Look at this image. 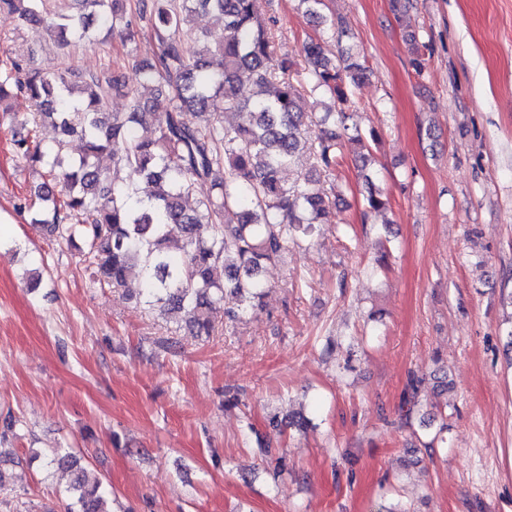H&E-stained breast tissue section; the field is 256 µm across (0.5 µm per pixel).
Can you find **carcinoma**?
Wrapping results in <instances>:
<instances>
[{
  "instance_id": "carcinoma-1",
  "label": "carcinoma",
  "mask_w": 512,
  "mask_h": 512,
  "mask_svg": "<svg viewBox=\"0 0 512 512\" xmlns=\"http://www.w3.org/2000/svg\"><path fill=\"white\" fill-rule=\"evenodd\" d=\"M75 3L77 19L48 13L45 0H0V12L45 27L62 47L86 38L95 23L126 42L145 27L156 53L148 63L133 61L128 80L106 67H39L36 48L25 55L3 51L0 106L26 99L32 110L24 122L37 127L50 120L61 134L53 147L35 136L15 141V152L45 168L64 192L60 200L49 183H40L20 208L50 237H81L92 276L114 289L140 279L149 303L182 314L192 335L210 337L213 312L226 296L238 300L237 309L224 311L235 320L263 296L264 266L330 222L329 201L312 185L334 175L344 142L366 148L361 133L344 137L364 66L351 55L328 57L313 39L303 44L299 62L278 55L274 21L259 18L253 0H137L133 9L126 0ZM297 3L306 16L323 22V0ZM199 14L221 20L223 41L212 43L205 32L193 40L184 35ZM300 67L307 80L302 91L290 81ZM244 70L254 76L247 90L239 80ZM114 96L129 98L132 111L106 112ZM317 104L324 107L319 122L330 119L332 127L311 142L309 109ZM191 111L209 119L193 124L186 119ZM226 114L238 120L227 124ZM72 137L83 143V153L66 164L61 154ZM305 147L313 162L289 184L283 172ZM104 153L128 172L125 182L98 166ZM364 178L367 219L385 208L388 196L370 175ZM203 183L214 194L187 208ZM171 225L180 227L177 240L170 237ZM220 269L222 280L216 277ZM47 465L73 474L68 512H111V491L69 450L57 449Z\"/></svg>"
}]
</instances>
